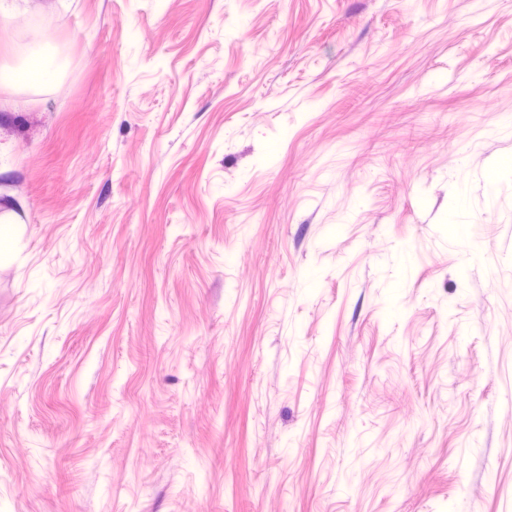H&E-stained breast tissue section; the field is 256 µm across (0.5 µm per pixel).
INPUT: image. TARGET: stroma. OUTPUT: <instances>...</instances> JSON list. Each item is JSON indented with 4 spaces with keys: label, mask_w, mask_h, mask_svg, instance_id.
Wrapping results in <instances>:
<instances>
[{
    "label": "stroma",
    "mask_w": 512,
    "mask_h": 512,
    "mask_svg": "<svg viewBox=\"0 0 512 512\" xmlns=\"http://www.w3.org/2000/svg\"><path fill=\"white\" fill-rule=\"evenodd\" d=\"M0 512H512V0H13ZM56 60L53 58L51 51L46 48L35 54L32 64L26 72H0V83L12 82L23 77L31 79L46 78L50 71L54 68Z\"/></svg>",
    "instance_id": "1"
}]
</instances>
